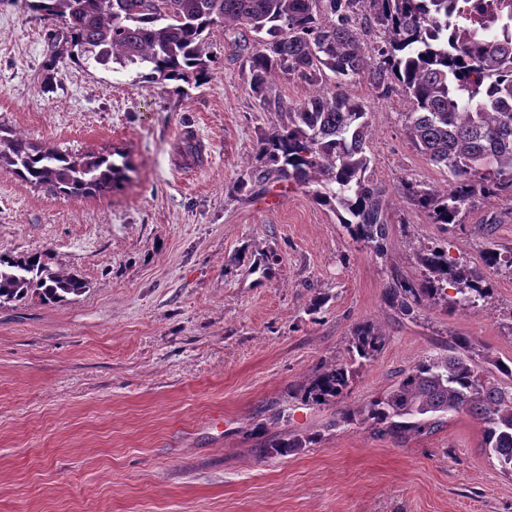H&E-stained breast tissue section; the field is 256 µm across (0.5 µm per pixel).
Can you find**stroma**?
Returning a JSON list of instances; mask_svg holds the SVG:
<instances>
[{"mask_svg":"<svg viewBox=\"0 0 512 512\" xmlns=\"http://www.w3.org/2000/svg\"><path fill=\"white\" fill-rule=\"evenodd\" d=\"M50 27L0 0V134L69 154L118 150L130 171L122 191L76 200L0 167V252L50 249L54 267L88 283L58 305L0 308V512H512V476L471 416L400 441L333 426L334 407L290 395L345 358L365 321L386 346L354 377L350 405L457 336L511 362V276L491 275L483 306L467 311L440 300L405 315L385 291L392 275L420 278L421 246L483 270L485 248L512 249V204L475 198L447 231L399 197L401 182L440 188L448 172L409 140L403 93L357 79L368 174L389 193L376 256L308 189H239L271 116L223 28L211 34L213 79L183 99L73 52L47 71ZM269 250L272 276L240 261ZM267 433L312 441L264 459Z\"/></svg>","mask_w":512,"mask_h":512,"instance_id":"obj_1","label":"stroma"}]
</instances>
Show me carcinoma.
I'll return each instance as SVG.
<instances>
[{"instance_id":"1","label":"carcinoma","mask_w":512,"mask_h":512,"mask_svg":"<svg viewBox=\"0 0 512 512\" xmlns=\"http://www.w3.org/2000/svg\"><path fill=\"white\" fill-rule=\"evenodd\" d=\"M24 0L39 16L59 22L49 33L51 68L78 48L88 65L138 67L178 95L183 84L211 79L216 58L212 29L224 28L227 45L249 66V90L271 131L257 143L256 166L240 179L260 195L272 183L309 189L317 205L333 212L352 240L377 254L388 231L386 189L366 172L369 112L347 86L360 76L387 93L400 88L412 109L406 128L416 149L448 170V187L420 189L410 182L398 194L416 201L432 223L457 227L464 209L481 194L512 202V0ZM366 14L382 27L378 58L362 49ZM278 75L313 87L288 104L273 92ZM21 181L72 198L110 195L129 170L112 155H71L54 147L30 148L0 136V163ZM425 275L418 282L392 278L386 302L409 315L450 284L452 309L478 306L489 292L483 275L448 260L439 246L416 254ZM484 265L512 273V252L486 249ZM84 278L54 270L46 252L0 253V307L35 296L44 304L80 296ZM385 335L373 322L357 327L348 357L322 365L295 393L313 405H337L348 393L354 365L381 354ZM466 413L482 425L484 447L512 473V367L490 354L475 355L458 336L448 353L425 355L382 395L361 407L343 406L336 423L366 424L382 435H423L446 413ZM308 437H273L263 457H286Z\"/></svg>"}]
</instances>
